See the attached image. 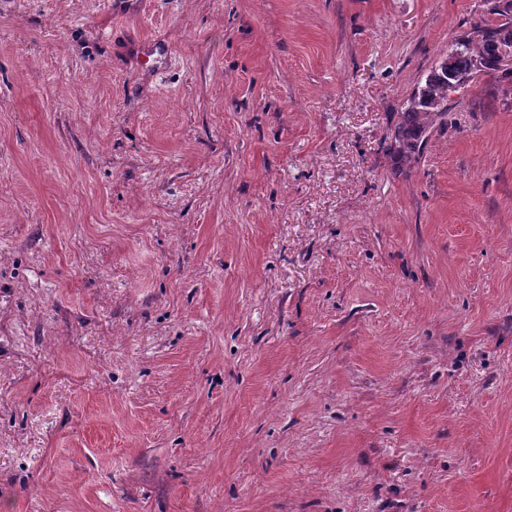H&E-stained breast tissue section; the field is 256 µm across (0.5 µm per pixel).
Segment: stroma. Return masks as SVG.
Instances as JSON below:
<instances>
[{
  "instance_id": "35a3bbf8",
  "label": "stroma",
  "mask_w": 512,
  "mask_h": 512,
  "mask_svg": "<svg viewBox=\"0 0 512 512\" xmlns=\"http://www.w3.org/2000/svg\"><path fill=\"white\" fill-rule=\"evenodd\" d=\"M488 8L0 0V512H512ZM490 14L504 19L502 24H483L474 28L471 40L453 45L454 48L438 67L417 88L402 113V121L392 137L393 154L403 159L419 153L426 144V135L434 123L448 115V94L462 88L476 76L497 72L512 78V0H492ZM448 59L451 77H448ZM447 62V64H446ZM447 70V74H445Z\"/></svg>"
}]
</instances>
